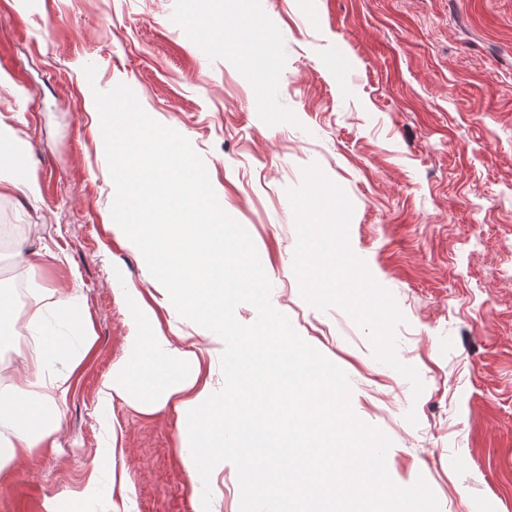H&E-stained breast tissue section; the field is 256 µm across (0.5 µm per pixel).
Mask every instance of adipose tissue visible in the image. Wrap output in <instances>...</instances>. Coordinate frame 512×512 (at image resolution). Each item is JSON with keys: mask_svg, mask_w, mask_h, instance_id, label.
Returning <instances> with one entry per match:
<instances>
[{"mask_svg": "<svg viewBox=\"0 0 512 512\" xmlns=\"http://www.w3.org/2000/svg\"><path fill=\"white\" fill-rule=\"evenodd\" d=\"M130 247L156 264L155 276L165 299L177 314L191 313L200 320L199 335L211 342L224 339V301L210 289L214 264L210 251L200 249L194 257L193 289H184L177 271L158 263L156 240L129 233L119 225ZM115 297L128 312V331L123 339L122 354L113 362L112 371L100 392L97 414L107 419L115 402L126 403L145 415L175 413L179 421V441L185 452L182 462L191 479L201 474L216 477L211 469L208 440L219 436L225 447H234L244 436L241 429L226 423L223 415L212 413L214 384L203 366V354L182 346L177 328L162 330L143 293L137 288H118ZM32 320L41 333L42 350L32 363V378H40L48 364L59 354H67L72 365H79L91 349L95 338L84 319L72 292H57L50 313L33 314ZM58 401L49 407L33 410L25 389L0 396V474L11 469L33 449L56 447L64 417L63 403L69 390V378L57 386ZM93 501L121 498L124 512H131L133 487L117 478L115 472L92 471L82 489Z\"/></svg>", "mask_w": 512, "mask_h": 512, "instance_id": "obj_1", "label": "adipose tissue"}]
</instances>
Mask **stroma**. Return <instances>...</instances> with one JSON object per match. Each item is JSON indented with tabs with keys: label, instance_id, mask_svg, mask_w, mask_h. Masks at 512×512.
<instances>
[{
	"label": "stroma",
	"instance_id": "35a3bbf8",
	"mask_svg": "<svg viewBox=\"0 0 512 512\" xmlns=\"http://www.w3.org/2000/svg\"><path fill=\"white\" fill-rule=\"evenodd\" d=\"M120 84L201 156L274 308L391 439L392 481L424 479L440 512H512V0H0V123L27 143L23 176L40 186L32 200L0 184V225H18L36 255L32 270L0 256V282L34 279V312L76 289L96 338L77 371L58 359L30 386L44 407L72 375L57 451L0 475V512H42L54 494L60 512H104L81 495L96 466L128 471L136 512H239L232 463L194 489L175 415L120 402L111 423L97 415L127 332L114 289H141L169 326L152 267L109 222L93 92ZM312 163L350 199V246L404 314L397 355L418 370L420 398L347 314L300 294L287 190ZM40 350L7 334L0 385L24 383Z\"/></svg>",
	"mask_w": 512,
	"mask_h": 512
}]
</instances>
